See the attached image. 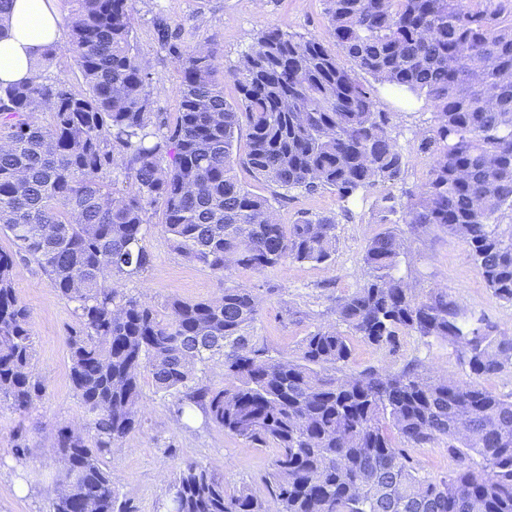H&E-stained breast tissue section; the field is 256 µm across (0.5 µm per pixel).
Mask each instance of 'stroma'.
I'll use <instances>...</instances> for the list:
<instances>
[{"mask_svg":"<svg viewBox=\"0 0 512 512\" xmlns=\"http://www.w3.org/2000/svg\"><path fill=\"white\" fill-rule=\"evenodd\" d=\"M165 24L171 41L179 47L211 43L219 50L224 71H231L248 51L261 29L278 27L295 36L326 37L322 0H134L133 42L147 61L146 87L152 109L168 124L178 116V64L157 36ZM380 109L390 112L392 135L407 160L401 186H375L350 203L342 213L334 192L281 191L256 177L246 166L236 169L239 180L253 192L266 196L280 221L331 216L336 220V250L328 264L287 262L273 270L256 272L233 268L225 275L187 261L178 253L162 227V215L150 211L142 244L152 257L148 271L118 280V291L164 309L168 300L208 301L219 298L225 286L239 285L261 300L252 335L271 355L291 359L300 354L302 339L320 327H335L339 299L363 286L370 277L364 264L367 244L393 230L405 243L397 274L416 294L433 288L448 289L461 307L481 315L512 333V303L495 298L471 261L463 242L430 226L412 229L395 222L390 203H403V187L421 186L430 158L419 145L434 123L424 101L404 102L387 89L379 91ZM14 277L15 293L30 312L33 336V373L43 392L23 412L0 404V512H49L45 487L58 484L62 475L54 449L59 428L80 426L86 439H94L91 419L70 382L66 336L77 324L74 306L62 300L51 279L32 259L20 257ZM346 372L369 368L396 371L410 362L433 375L465 382L468 369L446 343L399 332L394 343L371 345L351 338ZM140 407L136 426L118 448L102 458L114 477L115 491L131 512H159L167 486L185 463L209 467L232 486L261 490L273 450L224 433L195 406L178 413L175 397L158 390L149 373H141ZM25 448L15 460L14 444Z\"/></svg>","mask_w":512,"mask_h":512,"instance_id":"stroma-1","label":"stroma"}]
</instances>
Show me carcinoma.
<instances>
[{
    "mask_svg": "<svg viewBox=\"0 0 512 512\" xmlns=\"http://www.w3.org/2000/svg\"><path fill=\"white\" fill-rule=\"evenodd\" d=\"M73 2L68 52L85 91L60 79L0 86V142L9 145L0 151V230L16 247L0 250V399L24 411L42 392L30 313L13 287L23 255L76 303L70 380L97 434L89 445L58 430L65 469L51 512H127L101 457L134 428L143 371L159 390L203 405L217 427L275 448L263 493L231 490L188 463L163 512H512V396L431 377L418 363L347 374L348 337L334 328L306 336L295 360L273 357L250 334L260 300L248 288L172 299L162 317L114 287L151 265L140 242L155 208L174 247L220 275L327 263L336 219L279 223L235 167L282 190L329 188L344 203L404 181L374 87L323 41L269 27L230 71L231 102L215 48L172 45L180 84L170 129L151 111L133 0ZM323 2L329 37L358 70L434 110L421 141L432 164L422 186L402 191L404 223L462 240L493 295L512 302V0ZM119 164L133 173L124 193L106 181ZM403 249L394 231L368 243L373 278L336 306L349 333L375 345L399 330L443 341L479 379L512 369L511 334L467 316L447 289L419 296L394 274ZM217 354L227 384L194 386L196 366ZM437 439L459 465L432 478L405 446Z\"/></svg>",
    "mask_w": 512,
    "mask_h": 512,
    "instance_id": "carcinoma-1",
    "label": "carcinoma"
}]
</instances>
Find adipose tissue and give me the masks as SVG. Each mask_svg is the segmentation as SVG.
Instances as JSON below:
<instances>
[{
	"label": "adipose tissue",
	"mask_w": 512,
	"mask_h": 512,
	"mask_svg": "<svg viewBox=\"0 0 512 512\" xmlns=\"http://www.w3.org/2000/svg\"><path fill=\"white\" fill-rule=\"evenodd\" d=\"M66 46L55 0H13L0 21V84L36 81L45 52Z\"/></svg>",
	"instance_id": "ef3b65f1"
}]
</instances>
